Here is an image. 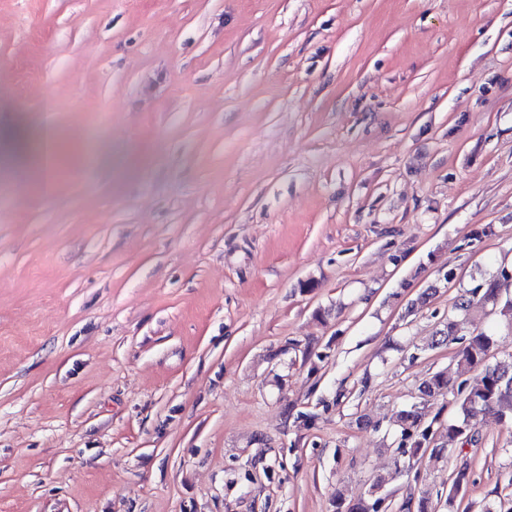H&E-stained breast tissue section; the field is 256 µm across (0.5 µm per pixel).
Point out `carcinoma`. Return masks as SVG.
<instances>
[{
    "label": "carcinoma",
    "instance_id": "obj_1",
    "mask_svg": "<svg viewBox=\"0 0 512 512\" xmlns=\"http://www.w3.org/2000/svg\"><path fill=\"white\" fill-rule=\"evenodd\" d=\"M503 303L501 312L512 314V300H502L499 283L490 281L482 288H475L467 295L461 296L448 314L445 328L439 331L437 344H461L456 351L457 364L467 368L482 369L480 379L474 385L462 381L454 384L448 379V372L439 371L424 379L418 386L419 402L401 410L398 423L402 432L420 426L425 419L424 408L427 403L452 391L462 396L459 409L462 419L445 428L448 440L471 441L477 425L489 414L500 417H512V362L508 364L490 363L496 350L494 336L486 332L465 335L462 326L465 316L476 304L486 305ZM383 498H376L373 503L365 501L347 505L341 495H336V512H378Z\"/></svg>",
    "mask_w": 512,
    "mask_h": 512
}]
</instances>
